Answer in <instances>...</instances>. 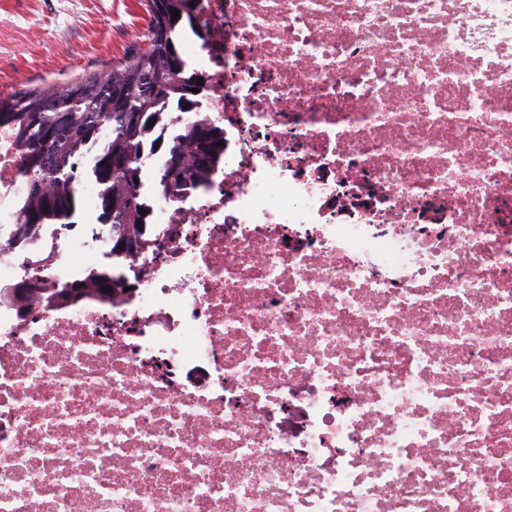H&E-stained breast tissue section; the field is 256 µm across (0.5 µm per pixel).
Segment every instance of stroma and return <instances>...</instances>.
Returning <instances> with one entry per match:
<instances>
[{"label": "stroma", "instance_id": "obj_1", "mask_svg": "<svg viewBox=\"0 0 512 512\" xmlns=\"http://www.w3.org/2000/svg\"><path fill=\"white\" fill-rule=\"evenodd\" d=\"M147 23L143 0H0V95L112 64Z\"/></svg>", "mask_w": 512, "mask_h": 512}]
</instances>
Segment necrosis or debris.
<instances>
[{
	"mask_svg": "<svg viewBox=\"0 0 512 512\" xmlns=\"http://www.w3.org/2000/svg\"><path fill=\"white\" fill-rule=\"evenodd\" d=\"M204 3L207 187L0 300V512H512V0ZM22 185L0 289L112 267ZM30 289L28 287L6 289L7 291L3 294L1 290V298L11 302H26L34 298L44 306L53 307L66 299L71 291L67 285L63 288H54L44 294H35Z\"/></svg>",
	"mask_w": 512,
	"mask_h": 512,
	"instance_id": "necrosis-or-debris-1",
	"label": "necrosis or debris"
}]
</instances>
